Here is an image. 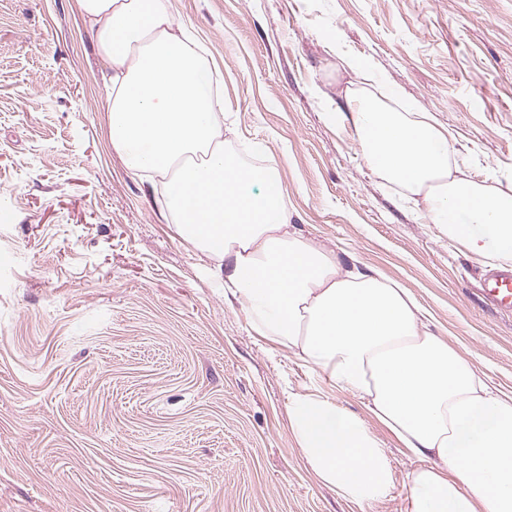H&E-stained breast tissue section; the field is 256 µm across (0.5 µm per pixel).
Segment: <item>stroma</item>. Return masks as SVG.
I'll return each instance as SVG.
<instances>
[{"label": "stroma", "instance_id": "35a3bbf8", "mask_svg": "<svg viewBox=\"0 0 512 512\" xmlns=\"http://www.w3.org/2000/svg\"><path fill=\"white\" fill-rule=\"evenodd\" d=\"M224 101V148L274 167L292 230L407 288L430 331L512 393L490 261L369 167L337 114L356 77L447 129L459 175L512 194V0H169ZM105 64L78 0H0V512H403L418 462L377 428L390 492L310 472L289 392L333 393L256 336L108 136Z\"/></svg>", "mask_w": 512, "mask_h": 512}]
</instances>
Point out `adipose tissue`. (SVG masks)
I'll return each instance as SVG.
<instances>
[{"mask_svg":"<svg viewBox=\"0 0 512 512\" xmlns=\"http://www.w3.org/2000/svg\"><path fill=\"white\" fill-rule=\"evenodd\" d=\"M78 2L109 71L113 149L163 179L178 235L211 261L254 333L360 399L361 415L321 391L289 394L288 424L317 480L361 506L382 498L393 478L377 423L420 461L405 512H512V395L428 330L407 289L290 230L277 170L225 151L224 103L165 0ZM344 64L359 84L350 124L373 169L450 240L511 261L512 194L458 176L446 130L365 96L375 74Z\"/></svg>","mask_w":512,"mask_h":512,"instance_id":"adipose-tissue-1","label":"adipose tissue"}]
</instances>
